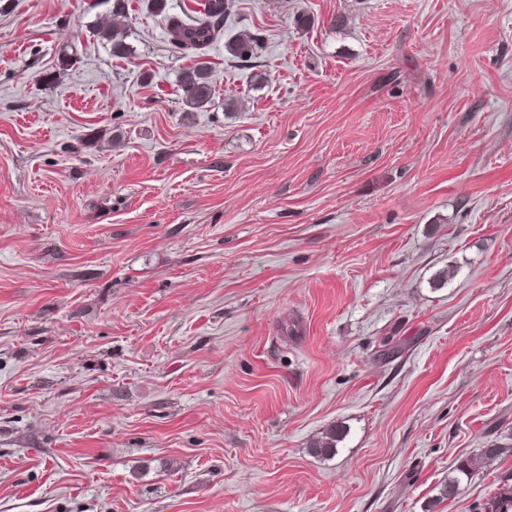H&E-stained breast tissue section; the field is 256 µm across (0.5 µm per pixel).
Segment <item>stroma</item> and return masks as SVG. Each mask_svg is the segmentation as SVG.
Wrapping results in <instances>:
<instances>
[{
    "label": "stroma",
    "mask_w": 512,
    "mask_h": 512,
    "mask_svg": "<svg viewBox=\"0 0 512 512\" xmlns=\"http://www.w3.org/2000/svg\"><path fill=\"white\" fill-rule=\"evenodd\" d=\"M112 2L0 0V512H477L512 452L442 488L512 443V0H232L197 109ZM262 42V38L257 34H252L243 38L229 40L224 48L234 58L240 61H248L261 50Z\"/></svg>",
    "instance_id": "35a3bbf8"
}]
</instances>
